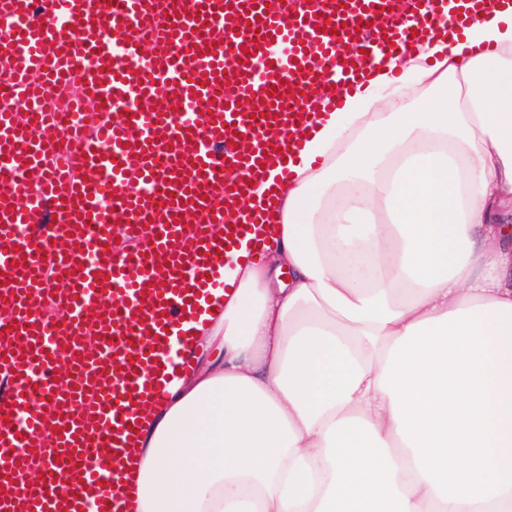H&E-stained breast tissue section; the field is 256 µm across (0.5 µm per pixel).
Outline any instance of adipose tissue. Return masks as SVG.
Returning <instances> with one entry per match:
<instances>
[{
	"label": "adipose tissue",
	"mask_w": 512,
	"mask_h": 512,
	"mask_svg": "<svg viewBox=\"0 0 512 512\" xmlns=\"http://www.w3.org/2000/svg\"><path fill=\"white\" fill-rule=\"evenodd\" d=\"M311 120L142 407L132 512H512V4Z\"/></svg>",
	"instance_id": "1"
}]
</instances>
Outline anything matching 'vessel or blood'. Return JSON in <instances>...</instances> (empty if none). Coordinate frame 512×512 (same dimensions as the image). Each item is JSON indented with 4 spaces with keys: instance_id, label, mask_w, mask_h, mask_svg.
<instances>
[{
    "instance_id": "obj_1",
    "label": "vessel or blood",
    "mask_w": 512,
    "mask_h": 512,
    "mask_svg": "<svg viewBox=\"0 0 512 512\" xmlns=\"http://www.w3.org/2000/svg\"><path fill=\"white\" fill-rule=\"evenodd\" d=\"M498 2L423 0L414 24L379 31L371 21L393 0H293L287 14L271 0H0L12 99L0 104V306L11 311L0 330V512H131L140 407L187 370V325L210 315L228 289L225 263L271 218L230 217L224 202L261 167L290 176L301 142L280 133L311 132L307 97L338 107L324 75L337 39L362 48L340 70L353 90L372 51L419 50ZM50 93L72 98L68 126L42 108ZM241 133L249 152L236 148ZM61 155L73 166H57ZM117 230L134 251L114 248ZM53 272L66 293L50 295ZM105 294L111 307H98ZM52 304L65 324L47 316ZM48 433L57 464L26 483L29 449Z\"/></svg>"
}]
</instances>
